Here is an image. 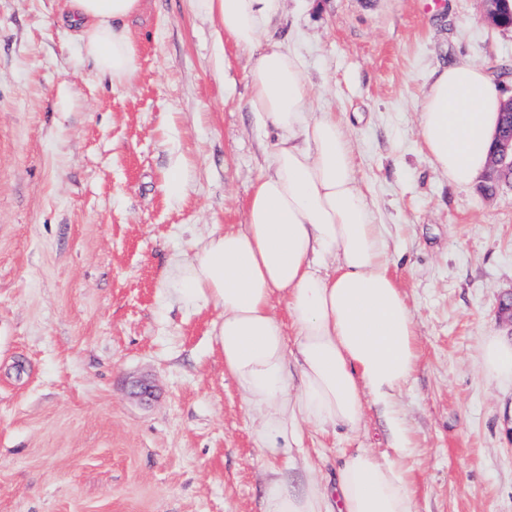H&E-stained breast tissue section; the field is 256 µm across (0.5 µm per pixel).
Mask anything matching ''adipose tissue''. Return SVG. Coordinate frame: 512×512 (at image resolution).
<instances>
[{
    "label": "adipose tissue",
    "mask_w": 512,
    "mask_h": 512,
    "mask_svg": "<svg viewBox=\"0 0 512 512\" xmlns=\"http://www.w3.org/2000/svg\"><path fill=\"white\" fill-rule=\"evenodd\" d=\"M240 49H258L248 72V110L279 141L256 184L243 228H218L179 268L182 292L221 308L214 327L224 368L260 424L262 441L293 438L300 423L360 428L365 402L386 417L392 446L412 439L399 410L418 344L414 317L390 273L380 225L355 176L354 148L335 113L312 114L300 62L277 45L261 48L283 0H190ZM141 0H69L63 24L113 85L132 83L137 46L127 26ZM502 99L485 66L436 71L420 105L428 161L450 183L470 184L490 161ZM332 270H325V262ZM285 299L290 327L272 312ZM263 512H413L404 474L374 452L345 455L337 484L270 472Z\"/></svg>",
    "instance_id": "obj_1"
}]
</instances>
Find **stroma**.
Returning a JSON list of instances; mask_svg holds the SVG:
<instances>
[{
	"label": "stroma",
	"mask_w": 512,
	"mask_h": 512,
	"mask_svg": "<svg viewBox=\"0 0 512 512\" xmlns=\"http://www.w3.org/2000/svg\"><path fill=\"white\" fill-rule=\"evenodd\" d=\"M63 0H0V512H262L269 467L332 480L366 448L408 473L413 512H512V381L486 376L504 336L512 187L450 184L421 149L434 70L461 61L512 97V29L480 0H285L269 35L295 53L312 111L342 119L383 227L419 359L383 416L264 448L176 265L240 227L277 140L247 110L254 55L189 0H142L135 82L95 76ZM149 384L144 404L131 394Z\"/></svg>",
	"instance_id": "obj_1"
}]
</instances>
